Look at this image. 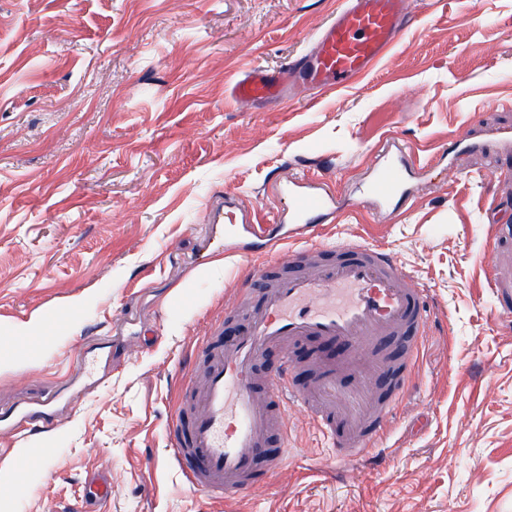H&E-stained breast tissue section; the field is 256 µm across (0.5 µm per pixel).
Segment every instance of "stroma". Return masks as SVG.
Listing matches in <instances>:
<instances>
[{"instance_id":"1","label":"stroma","mask_w":512,"mask_h":512,"mask_svg":"<svg viewBox=\"0 0 512 512\" xmlns=\"http://www.w3.org/2000/svg\"><path fill=\"white\" fill-rule=\"evenodd\" d=\"M340 5L0 0V352L27 353L0 368V417L55 399L52 424L0 428V512H512V0H409L345 89L232 99ZM383 145L408 175L379 204ZM295 174L336 189L317 243L387 248L426 289L427 335L377 458L340 461L292 406L282 467L215 501L167 448L255 264L224 255V196L271 224Z\"/></svg>"}]
</instances>
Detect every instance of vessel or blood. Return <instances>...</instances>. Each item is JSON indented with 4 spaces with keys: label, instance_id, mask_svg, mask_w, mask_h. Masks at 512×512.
<instances>
[{
    "label": "vessel or blood",
    "instance_id": "b4317fda",
    "mask_svg": "<svg viewBox=\"0 0 512 512\" xmlns=\"http://www.w3.org/2000/svg\"><path fill=\"white\" fill-rule=\"evenodd\" d=\"M409 20L408 0H343L307 60L274 72L248 70L230 94L252 104L302 87L343 89L382 59ZM404 183L399 158L389 155L367 193L385 203ZM285 188L293 198L288 230L275 235L273 225L243 212L242 249L266 255L289 244L288 262L255 266L244 280L247 303L215 321L213 340L201 350L206 374L197 410L189 419L172 420L170 451L180 474L191 489L212 498L248 489L260 471L284 462L286 433L278 417L293 405L307 408L323 439L348 461L369 459L397 414L428 326L426 291L408 283L392 252L359 241L311 243L319 223L333 213L330 186L293 179ZM312 259L318 262L314 275L301 268ZM284 343L314 345L317 377L310 387L298 386L295 362L285 359L267 377L266 399H257L256 365ZM334 345L339 355L331 354ZM51 421L45 409L24 406L12 428Z\"/></svg>",
    "mask_w": 512,
    "mask_h": 512
}]
</instances>
